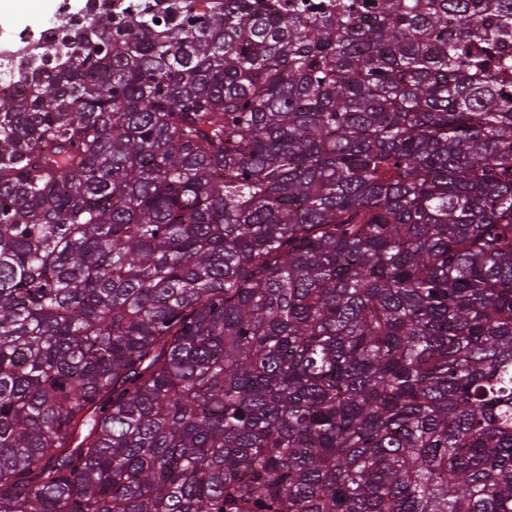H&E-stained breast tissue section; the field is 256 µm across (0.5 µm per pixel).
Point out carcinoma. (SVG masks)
<instances>
[{"mask_svg":"<svg viewBox=\"0 0 512 512\" xmlns=\"http://www.w3.org/2000/svg\"><path fill=\"white\" fill-rule=\"evenodd\" d=\"M0 92V512H512V0H85Z\"/></svg>","mask_w":512,"mask_h":512,"instance_id":"1","label":"carcinoma"}]
</instances>
